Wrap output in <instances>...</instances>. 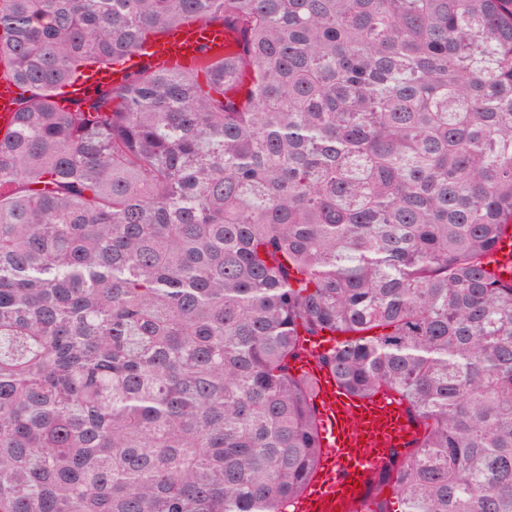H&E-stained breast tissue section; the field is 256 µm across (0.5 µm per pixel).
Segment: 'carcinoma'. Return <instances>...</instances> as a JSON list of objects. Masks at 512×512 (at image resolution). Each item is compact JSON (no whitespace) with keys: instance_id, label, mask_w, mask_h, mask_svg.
<instances>
[{"instance_id":"obj_1","label":"carcinoma","mask_w":512,"mask_h":512,"mask_svg":"<svg viewBox=\"0 0 512 512\" xmlns=\"http://www.w3.org/2000/svg\"><path fill=\"white\" fill-rule=\"evenodd\" d=\"M1 63L0 512H288L336 334L421 427L373 512H512V0H0ZM162 42L155 39L148 42L149 55L136 58L134 62L150 64L153 67H173L175 64H187L201 57V48L206 47L210 55L224 52V27L186 25L174 28L162 35ZM18 89L7 73L4 65L0 75V132L2 135L14 126L15 106ZM492 269L502 279H512V230L506 229L492 255Z\"/></svg>"}]
</instances>
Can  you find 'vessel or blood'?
Returning a JSON list of instances; mask_svg holds the SVG:
<instances>
[{"label":"vessel or blood","instance_id":"1","mask_svg":"<svg viewBox=\"0 0 512 512\" xmlns=\"http://www.w3.org/2000/svg\"><path fill=\"white\" fill-rule=\"evenodd\" d=\"M224 30L201 24L174 28L162 41H149L144 63L171 67L197 61L202 52L224 51ZM18 89L9 75H0V132L14 125ZM492 269L512 279V230H505L492 256ZM326 342L310 340L309 357L298 367L312 379L321 420L323 459L305 492L293 504L294 512H362L373 472L391 452L408 447L418 436L403 404L390 393L358 397L346 392L314 359Z\"/></svg>","mask_w":512,"mask_h":512}]
</instances>
